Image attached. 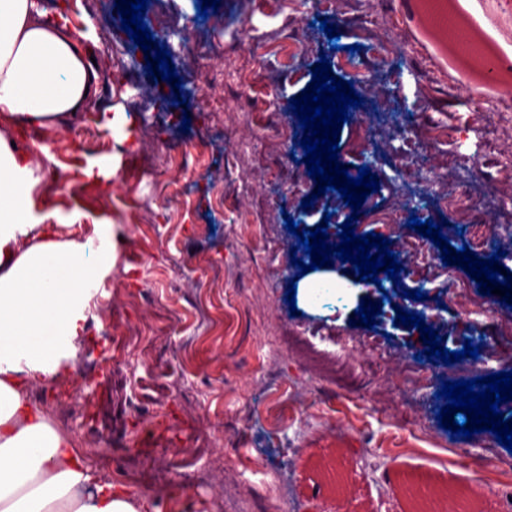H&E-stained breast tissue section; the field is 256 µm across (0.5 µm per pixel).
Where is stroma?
Here are the masks:
<instances>
[{
	"mask_svg": "<svg viewBox=\"0 0 512 512\" xmlns=\"http://www.w3.org/2000/svg\"><path fill=\"white\" fill-rule=\"evenodd\" d=\"M118 2L69 0L68 16L86 32L101 79L94 109L67 118L59 133L90 125L97 136L77 151L60 147L52 158L56 183L38 182L31 214L81 223L88 237L108 224L114 237L112 267L92 290L84 321L111 312L119 335L110 342L88 328L56 376L80 390L71 405L77 448L93 466L110 469L116 488L148 497L156 512H410L405 475L437 490L425 512H448L464 495L481 512H501L484 487L512 486V475L487 462L504 446L441 428L437 414L446 401L438 393L446 381L512 371V335L495 333L512 321V287L485 296L480 313H467L456 295L476 294L478 279L458 263L444 265L433 244L428 251L441 276L419 281L424 300L386 281L402 309L422 315L447 349L462 350L476 334L496 350L486 363L433 359L426 379L414 382L404 372L424 349L418 328L397 326L391 315L371 327L349 323L339 312L347 300L336 296L315 310H291L287 290L300 272L291 260L305 252L286 222L312 230L345 204L319 194L320 180L310 178L290 104L310 90L324 58L331 75L355 82L363 99L339 133V159L370 165L379 182L353 222L355 235L390 225L389 249L409 271L414 259L399 247L397 219L442 217L459 229L484 224L489 244L472 257L504 250L501 267L512 271V112L495 109L490 95L473 103L465 83H451L456 60L428 36L413 0H291L283 16L254 5L246 21L257 45L238 47L224 74L231 94L250 76L257 47L267 48L273 76L280 55H289L294 75L277 95L255 84L247 116L208 123L188 85L167 82L163 111L145 124L129 82L107 77L111 68L146 73L154 56H129L133 40L113 39ZM451 2L478 29L481 49L495 50L503 63L512 59V8L504 0ZM323 19L339 29L338 43L320 30ZM390 96L399 104L393 118L383 108ZM172 110L187 114L189 132L169 124ZM258 112L288 119L291 154L275 179L262 169L267 134ZM152 126L183 141L195 175L153 174L165 143L150 139ZM89 166L98 183L70 191ZM224 189L237 195L240 215L224 213ZM308 196L314 202L306 210ZM288 336L326 356L348 353L356 377L309 373L285 345ZM204 470L209 482H195Z\"/></svg>",
	"mask_w": 512,
	"mask_h": 512,
	"instance_id": "obj_1",
	"label": "stroma"
}]
</instances>
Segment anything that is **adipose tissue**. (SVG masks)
Instances as JSON below:
<instances>
[{
	"label": "adipose tissue",
	"mask_w": 512,
	"mask_h": 512,
	"mask_svg": "<svg viewBox=\"0 0 512 512\" xmlns=\"http://www.w3.org/2000/svg\"><path fill=\"white\" fill-rule=\"evenodd\" d=\"M97 92L85 39L64 14L48 18L41 0H0V512H152L147 498L103 481L29 395L83 334L112 253L30 220L31 153L12 146L11 130L56 125L87 111ZM327 289L356 297L366 286L317 270L299 280L298 299L314 307Z\"/></svg>",
	"instance_id": "ef3b65f1"
}]
</instances>
